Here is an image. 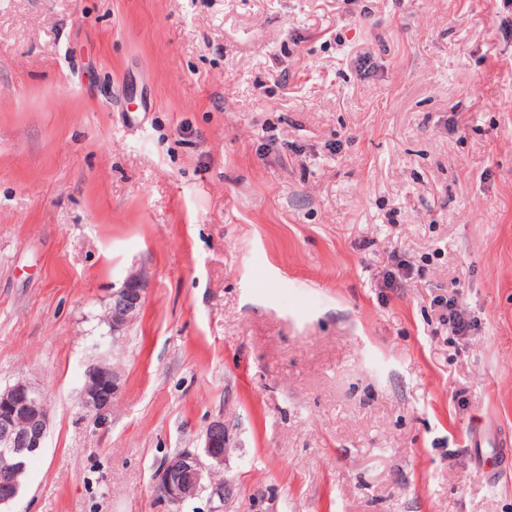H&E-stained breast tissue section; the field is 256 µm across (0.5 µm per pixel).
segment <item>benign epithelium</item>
<instances>
[{
	"label": "benign epithelium",
	"mask_w": 512,
	"mask_h": 512,
	"mask_svg": "<svg viewBox=\"0 0 512 512\" xmlns=\"http://www.w3.org/2000/svg\"><path fill=\"white\" fill-rule=\"evenodd\" d=\"M147 278L143 271L130 272L118 288L112 289L110 302L102 316L112 342L140 315ZM122 388V376L111 364L98 360L85 372L82 403L86 410L104 415L112 407ZM48 409L43 394L28 381H19L0 389V470L9 481L0 489V506L14 501L20 490L19 477L25 473V452L43 447L48 427ZM227 427L212 422L205 431L202 452L183 450L169 459L155 476V491L166 504L178 507L208 491L224 501V481L215 479L224 467L228 448Z\"/></svg>",
	"instance_id": "1"
}]
</instances>
